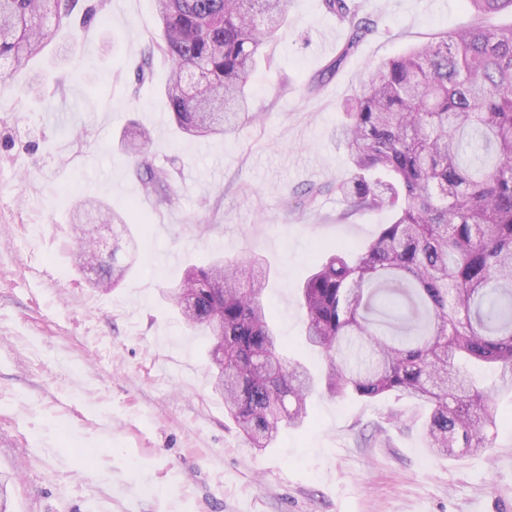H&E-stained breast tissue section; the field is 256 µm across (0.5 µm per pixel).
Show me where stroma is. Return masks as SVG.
I'll return each mask as SVG.
<instances>
[{
    "label": "stroma",
    "instance_id": "1",
    "mask_svg": "<svg viewBox=\"0 0 512 512\" xmlns=\"http://www.w3.org/2000/svg\"><path fill=\"white\" fill-rule=\"evenodd\" d=\"M375 28L341 68L348 36L322 0H288L249 82L260 118L225 138H184L163 92L137 84L159 27L155 0H107L105 22L47 47L0 84V478L9 512H512V399L491 451L429 454L410 401L318 391L309 422L246 451L210 383L208 339L164 299L188 265L266 256V304L290 358L303 346L298 289L317 247L368 242L393 215L343 217L349 171L334 134L379 64L473 20L466 0H358ZM171 176L174 203L145 196L120 147L129 124ZM324 187L314 208L296 190ZM121 213L137 262L118 288L72 263L77 197ZM397 407L413 427L381 418ZM377 437L365 440L364 434Z\"/></svg>",
    "mask_w": 512,
    "mask_h": 512
}]
</instances>
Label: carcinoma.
Segmentation results:
<instances>
[{"label":"carcinoma","instance_id":"obj_1","mask_svg":"<svg viewBox=\"0 0 512 512\" xmlns=\"http://www.w3.org/2000/svg\"><path fill=\"white\" fill-rule=\"evenodd\" d=\"M159 30L140 50L136 81L155 65L178 131L226 136L251 112L248 82L266 57L287 0H155ZM472 24L442 32L372 71L336 126L350 170L336 183L346 209H386L383 225L357 253L338 244L299 291L304 338L325 358L319 377L288 360L262 301L269 281L263 255L215 257L192 265L165 297L185 324L214 340L213 389L224 412L257 451L281 428L301 426L308 398L324 384L340 399L406 396L427 406L424 435L433 456L493 447L495 398L512 395V26L484 17L512 0H467ZM105 0H0V65L6 81L81 17H105ZM350 35L333 72L372 32L354 0H323ZM189 75L195 93L184 91ZM148 129L123 136L135 173L156 203L173 201L168 174L153 167ZM104 213L135 241L123 216L88 199L73 212V259L97 266V287L119 285L132 264L107 260L83 224ZM493 367L489 388L468 372Z\"/></svg>","mask_w":512,"mask_h":512}]
</instances>
